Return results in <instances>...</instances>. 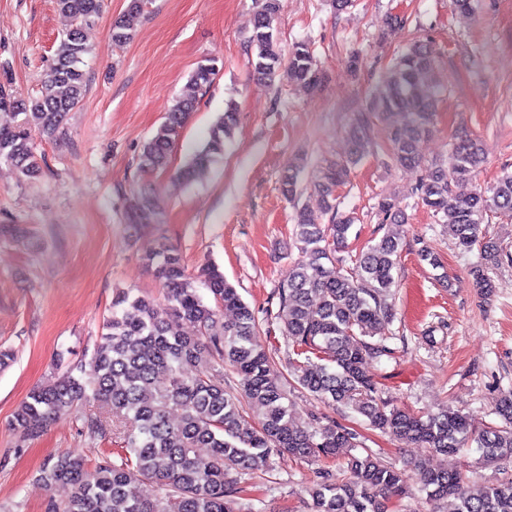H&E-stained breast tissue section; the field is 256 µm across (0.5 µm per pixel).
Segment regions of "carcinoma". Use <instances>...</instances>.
Listing matches in <instances>:
<instances>
[{"mask_svg":"<svg viewBox=\"0 0 512 512\" xmlns=\"http://www.w3.org/2000/svg\"><path fill=\"white\" fill-rule=\"evenodd\" d=\"M147 0H129L112 22L113 43L133 39L145 16ZM103 0H56L57 9L70 18L61 36L53 65L41 94L22 99L0 92V112L22 116L14 126H0V161L14 167L22 179L39 176L41 168L31 145V132L51 136L86 92L84 57L86 29L99 17ZM280 0H261L248 38L251 65L257 81L284 78L315 92L320 78L307 44L298 42L283 62L275 37ZM432 49L416 43L399 56L383 76L379 88L350 122L346 136L349 154L323 167L312 181L318 210L302 206L295 214V238L302 259L290 269L278 289L277 318L293 341L289 365L299 385L329 406L351 409L369 426L431 453L446 457L469 442L477 444L482 460L505 468L512 464V394L504 395L496 414L497 426L474 425L453 408L420 413L388 407L380 388L365 372L369 359L392 354L385 329L395 317L394 271L403 244L390 233L361 251L348 268L336 257L347 244L354 217L339 211L335 189L351 167L366 155L372 142V119L396 114L400 122L388 127L392 158L401 168L419 169L416 192L421 202L469 251L479 243L480 224L489 212L512 217V171H504L491 195L472 193L467 185L485 161L480 139L466 131L450 138L444 160H425L418 152L422 137L434 127L437 96ZM216 75L213 64H201L191 74L187 90L177 97L156 133L144 144L140 167L163 171L180 140L198 92ZM233 103L213 124L209 137L179 170L185 181L197 179L222 154L238 125ZM304 164L289 165L281 189L290 202L297 200ZM153 213L152 199L139 196L132 217L144 221ZM330 216V223L321 218ZM481 244V243H479ZM482 262L471 268L475 288L494 292L489 270L502 260L494 242L481 244ZM145 259L162 286V297L118 292L89 361L80 375L49 381L28 395L10 420L22 437L42 433L59 415L78 403L93 400L128 424L112 433L115 461L103 456L95 463L69 454L48 460L41 479L48 487L71 485L70 497L45 503V512H240L237 476L262 471L271 456L300 461L334 459L342 448L361 447L355 430L333 419L311 415L308 426L293 425L288 396L272 375L273 358L254 342L259 332L255 312L215 264L202 269L204 285L218 307L204 302L186 274L180 253L160 243ZM234 312L220 321V310ZM192 324L198 335L187 336L182 325ZM208 359L229 365L239 377L236 391L224 388V374L211 365L192 375L188 366ZM179 420H170L172 411ZM209 449L202 458L197 449ZM143 481L157 484L153 499L140 495ZM420 491L426 501L451 502L450 512H512V480L477 484L468 470L423 469ZM309 512H393L392 502L409 494L402 473L384 464L371 451L350 456L338 470L323 469L320 480L307 490Z\"/></svg>","mask_w":512,"mask_h":512,"instance_id":"1","label":"carcinoma"}]
</instances>
